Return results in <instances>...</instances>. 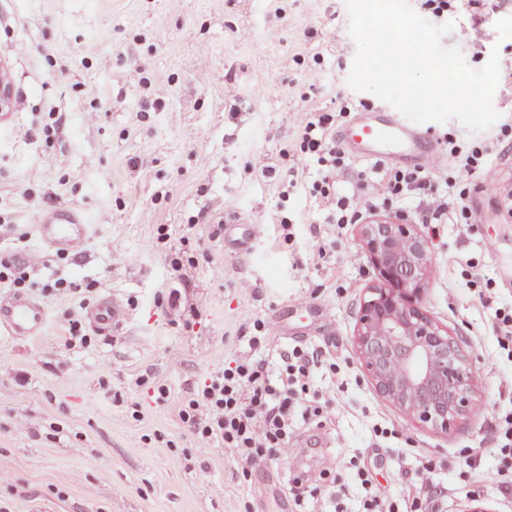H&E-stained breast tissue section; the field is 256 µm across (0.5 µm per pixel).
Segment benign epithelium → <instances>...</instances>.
<instances>
[{
    "label": "benign epithelium",
    "instance_id": "obj_1",
    "mask_svg": "<svg viewBox=\"0 0 512 512\" xmlns=\"http://www.w3.org/2000/svg\"><path fill=\"white\" fill-rule=\"evenodd\" d=\"M365 248L379 284L359 306L354 343L377 394L414 422L446 433L474 404L464 342L421 307L428 242L399 216L365 225Z\"/></svg>",
    "mask_w": 512,
    "mask_h": 512
}]
</instances>
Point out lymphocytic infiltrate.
<instances>
[{
	"label": "lymphocytic infiltrate",
	"instance_id": "obj_1",
	"mask_svg": "<svg viewBox=\"0 0 512 512\" xmlns=\"http://www.w3.org/2000/svg\"><path fill=\"white\" fill-rule=\"evenodd\" d=\"M327 124V117L311 115L302 131L301 148L317 163L332 167L336 143ZM394 181L403 191L426 199V223L447 220L449 202L428 175L409 170L396 174ZM268 345L266 335L248 337L246 347L236 350L224 368L210 374L180 407L188 431L223 447L246 480L271 466H287L295 454L292 438L299 424H319L329 417L312 393L317 355L284 346L270 358Z\"/></svg>",
	"mask_w": 512,
	"mask_h": 512
}]
</instances>
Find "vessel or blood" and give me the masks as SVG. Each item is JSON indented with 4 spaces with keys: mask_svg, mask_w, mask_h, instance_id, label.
Segmentation results:
<instances>
[{
    "mask_svg": "<svg viewBox=\"0 0 512 512\" xmlns=\"http://www.w3.org/2000/svg\"><path fill=\"white\" fill-rule=\"evenodd\" d=\"M338 139L356 151L392 161L411 160L421 151L419 131L395 112L353 117ZM89 231L87 220L69 207L47 212L36 226L40 244L60 253H81ZM87 318L93 328L105 334L123 324L126 310L120 300L108 295L89 309ZM47 320L46 307L28 294H0V329H5L13 338L38 335Z\"/></svg>",
    "mask_w": 512,
    "mask_h": 512,
    "instance_id": "obj_1",
    "label": "vessel or blood"
}]
</instances>
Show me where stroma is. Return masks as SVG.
<instances>
[{"label": "stroma", "instance_id": "obj_1", "mask_svg": "<svg viewBox=\"0 0 512 512\" xmlns=\"http://www.w3.org/2000/svg\"><path fill=\"white\" fill-rule=\"evenodd\" d=\"M424 19L453 23L443 44L470 67L486 63L497 20L512 0H448ZM345 0H0V70L14 91L0 114V222L38 248L34 226L67 205L91 221L81 254L59 272L95 282L127 309L111 336L67 342V298L43 297L44 332L28 340L0 333V505L8 512H281L288 498L276 471L244 481L223 449L193 437L179 402L264 328L271 348L323 352L314 383L328 401L326 426H300L288 472L310 486L330 471L348 484L338 512H358V473L406 512L425 500L411 488L418 464L446 487L447 512H512V481L487 473L512 460L492 429L512 424V73L501 72L493 105L499 119L469 135L457 120L421 124L437 155L425 172L454 207L444 224L420 221L411 195L383 196L377 181L399 163L339 146L334 174L300 149L309 110L343 126L383 101L347 84L356 44ZM142 68L149 82H127ZM207 72V84L197 76ZM167 86L150 108V87ZM95 86L96 97L85 86ZM97 122L86 120L87 113ZM64 154L58 167L53 157ZM482 167L458 176L462 155ZM262 167H255V160ZM331 177L337 196L371 198L345 224L328 223L313 185ZM195 229L204 259L182 279L170 260L183 224ZM402 215L429 241L431 266L421 304L464 339L475 401L464 425L440 434L380 398L354 345L357 307L378 282L363 227ZM288 220L281 230L280 220ZM169 237L155 249L159 225ZM245 224L260 230L248 249L232 241ZM123 262H113V255ZM224 267L234 280L218 279ZM177 292L175 305L165 304ZM167 396L155 398L157 387ZM28 429H15L16 418Z\"/></svg>", "mask_w": 512, "mask_h": 512}]
</instances>
